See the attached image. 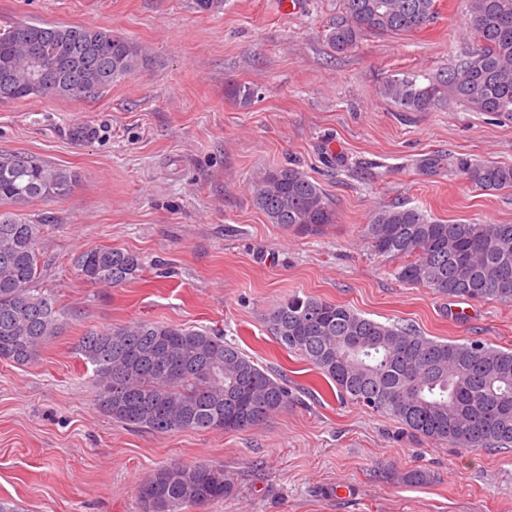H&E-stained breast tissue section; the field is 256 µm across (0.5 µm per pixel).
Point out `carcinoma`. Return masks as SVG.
Here are the masks:
<instances>
[{
	"label": "carcinoma",
	"mask_w": 512,
	"mask_h": 512,
	"mask_svg": "<svg viewBox=\"0 0 512 512\" xmlns=\"http://www.w3.org/2000/svg\"><path fill=\"white\" fill-rule=\"evenodd\" d=\"M437 15L436 0H342L324 38L344 53L366 36L412 33ZM466 27L476 48L424 84L391 75L381 93L403 112L462 102L475 112L512 119V0H469ZM57 61L53 80L36 88L27 36ZM142 45L84 25L16 22L0 29V102L87 99L133 74ZM256 90L233 84L227 96L247 107ZM483 191L512 187V166L454 162ZM76 174L25 152L0 153V360H35L63 326L65 311L40 287L45 224L27 217L33 202L67 195ZM252 203L285 232L322 235L336 211L322 187L292 165L264 169ZM370 249L404 258L399 281L450 298L512 303V224H448L417 207L376 208L364 229ZM142 259L118 248L75 258L90 284L118 287L139 276ZM269 333L299 356L343 399L392 417L426 439L469 450L512 447V351L488 343L438 341L408 325L384 324L353 309L293 294L265 316ZM77 349L94 366L95 401L112 420L157 435L183 430L241 431L263 424L294 399L270 373L218 331L134 321L90 330ZM232 493L224 470L171 463L137 487L145 512H184Z\"/></svg>",
	"instance_id": "carcinoma-1"
}]
</instances>
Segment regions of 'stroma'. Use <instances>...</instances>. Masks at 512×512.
<instances>
[{"instance_id": "stroma-1", "label": "stroma", "mask_w": 512, "mask_h": 512, "mask_svg": "<svg viewBox=\"0 0 512 512\" xmlns=\"http://www.w3.org/2000/svg\"><path fill=\"white\" fill-rule=\"evenodd\" d=\"M341 0H0V26L100 27L147 47L129 77L85 100L0 102V153L75 172L70 194L29 207L48 219L44 287L70 313L36 360L0 361V500L21 512H143L136 488L177 462L223 468L232 495L188 512H512V449L471 451L414 435L341 400L270 335L263 318L299 293L445 341L512 350V304L448 298L400 282L363 229L382 204L447 223L512 224V187L482 191L453 161L512 165V120L463 103L402 112L389 75L428 81L475 38L468 0H437L431 26L366 37L344 54L321 38ZM257 90L252 105L229 85ZM294 164L334 203L318 237L270 224L252 204L260 170ZM140 255L141 276L92 285L72 266L95 247ZM134 320L221 330L281 375L298 402L253 429L156 435L94 401L86 331ZM412 470L428 474L410 484Z\"/></svg>"}]
</instances>
